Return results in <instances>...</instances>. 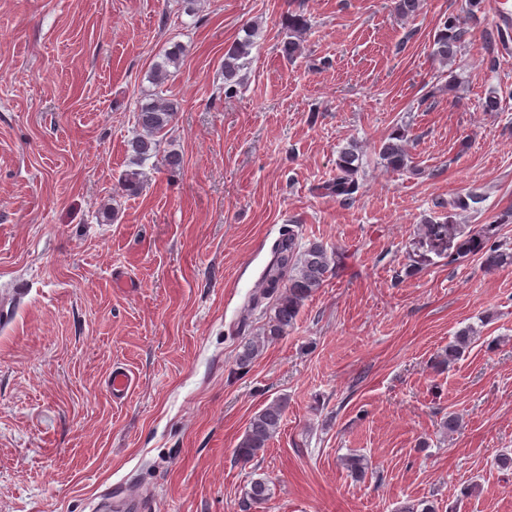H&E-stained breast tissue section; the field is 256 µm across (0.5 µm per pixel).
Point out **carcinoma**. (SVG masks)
I'll return each mask as SVG.
<instances>
[{
	"mask_svg": "<svg viewBox=\"0 0 512 512\" xmlns=\"http://www.w3.org/2000/svg\"><path fill=\"white\" fill-rule=\"evenodd\" d=\"M288 38L280 44L282 56L289 60L301 54L299 34L306 30V19L299 14L287 18ZM468 34L463 19L450 16L442 23L433 40L432 55L442 63L454 64L461 56ZM252 43L249 40L238 42L224 52V96L231 97L238 92L241 70L246 65V57ZM178 112V105L166 98H159L140 107L136 113L137 131L130 141L134 158L145 161L160 150L161 137L169 132ZM378 154L385 167L400 171L408 166L409 150L403 133L389 135L382 141ZM362 168V155L355 145L342 149L336 159V177L326 186L328 193L344 200L354 198L358 192V175ZM495 226L485 225L460 239L456 244L459 258L478 257L483 268L496 271L512 266V250L491 242ZM335 252L328 250L320 242H312L301 248L297 235L288 232L272 250V258L262 273V291L253 296L251 307H259L264 300L274 296V313L269 317L262 336L252 338L242 345L237 356V365L248 368L269 342L279 340L288 332L299 317L307 301L323 287L329 275L335 270ZM476 331L466 326L459 329L445 354L439 356L436 368L440 369L458 360L469 350ZM287 403L276 400L257 412L249 424L235 450L236 457L247 463L256 458L280 431ZM246 496L254 503H262L271 497V488L265 478L250 482Z\"/></svg>",
	"mask_w": 512,
	"mask_h": 512,
	"instance_id": "carcinoma-1",
	"label": "carcinoma"
}]
</instances>
